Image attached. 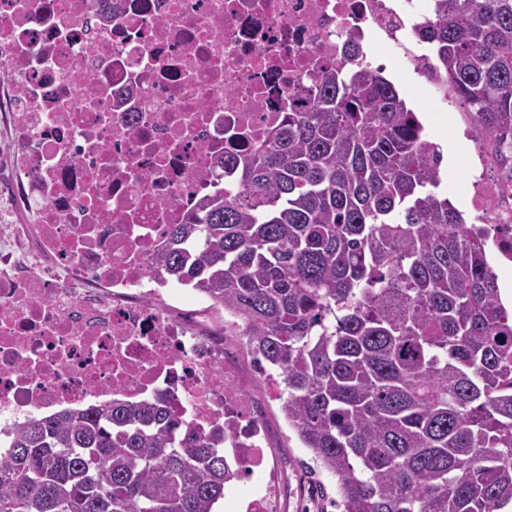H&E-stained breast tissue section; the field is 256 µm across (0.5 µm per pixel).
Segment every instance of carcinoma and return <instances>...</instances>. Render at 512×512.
<instances>
[{"label":"carcinoma","instance_id":"cac0c4a2","mask_svg":"<svg viewBox=\"0 0 512 512\" xmlns=\"http://www.w3.org/2000/svg\"><path fill=\"white\" fill-rule=\"evenodd\" d=\"M417 26L512 159V0H432ZM309 105L224 158V191L167 230L161 271L224 309L340 512L512 503V309L486 229L443 198L439 146L382 72L311 77ZM234 470L162 401L17 426L0 512H213Z\"/></svg>","mask_w":512,"mask_h":512}]
</instances>
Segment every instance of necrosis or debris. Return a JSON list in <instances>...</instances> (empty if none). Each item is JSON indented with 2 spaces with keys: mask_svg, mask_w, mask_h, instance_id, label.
<instances>
[{
  "mask_svg": "<svg viewBox=\"0 0 512 512\" xmlns=\"http://www.w3.org/2000/svg\"><path fill=\"white\" fill-rule=\"evenodd\" d=\"M429 0H0V436L157 397L238 469L234 512H279L268 428L223 322L159 278L167 228L309 79L383 46L426 77ZM469 191L512 265V179Z\"/></svg>",
  "mask_w": 512,
  "mask_h": 512,
  "instance_id": "necrosis-or-debris-1",
  "label": "necrosis or debris"
}]
</instances>
